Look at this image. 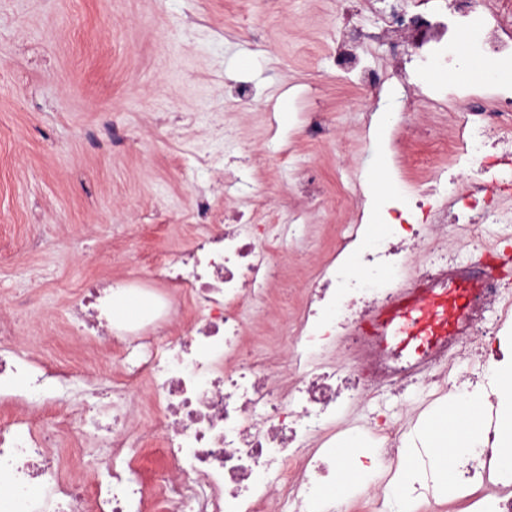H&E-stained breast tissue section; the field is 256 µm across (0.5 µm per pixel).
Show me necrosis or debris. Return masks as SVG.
<instances>
[{
  "label": "necrosis or debris",
  "instance_id": "obj_1",
  "mask_svg": "<svg viewBox=\"0 0 512 512\" xmlns=\"http://www.w3.org/2000/svg\"><path fill=\"white\" fill-rule=\"evenodd\" d=\"M390 0L388 30L405 34L392 45L398 66L419 56L430 69L454 71L472 52L505 68L512 65V0H421L408 10ZM422 111L456 110L458 140L426 138L416 196L394 195L382 217L391 235H368L364 224H345L336 246L317 269L283 334L289 379L280 381L268 359L243 342L240 310L256 299L276 273L265 243L253 234L245 198L213 224L208 201L197 205L198 235L186 254L161 261L155 274L167 290L155 293L138 321L114 320L115 291L136 287L128 279L90 289L81 304L82 335L123 339L124 389L149 378L159 398L161 452L171 466L152 483L134 475L129 437L109 426L108 445L124 457L106 484L62 483L61 465L43 455L47 445H72L74 411L50 414L52 433L24 416L0 423V512H353L345 499L322 502V488L336 484L333 450L338 436L359 431L347 411L382 389L396 392L423 383L439 391L481 388L487 414L479 447L467 454L458 496L440 506L432 483L403 487L397 503L385 498L395 472V449L409 423L389 421L371 429L380 481L361 498L365 512H512V471L498 464V418L508 399L498 377L512 371V282L497 266L459 260L454 246L496 253L512 238V203L496 209L482 201L494 187L512 185V92L477 96L457 88L448 98L420 94ZM502 164L492 167L490 152ZM468 202V218L458 205ZM425 213V223L415 217ZM497 224L498 237L482 227ZM406 268L402 287L378 285L387 269ZM456 283L467 286L455 327L445 336L415 332L408 302ZM198 315L184 334L171 324L186 308ZM496 312L487 323V312ZM466 369L453 373L455 362ZM71 372H39L0 349V391L25 386L30 398L57 395Z\"/></svg>",
  "mask_w": 512,
  "mask_h": 512
}]
</instances>
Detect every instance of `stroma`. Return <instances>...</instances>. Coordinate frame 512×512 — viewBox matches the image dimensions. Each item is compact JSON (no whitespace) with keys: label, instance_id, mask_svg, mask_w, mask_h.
I'll return each mask as SVG.
<instances>
[{"label":"stroma","instance_id":"obj_1","mask_svg":"<svg viewBox=\"0 0 512 512\" xmlns=\"http://www.w3.org/2000/svg\"><path fill=\"white\" fill-rule=\"evenodd\" d=\"M344 0H0V310L15 312L19 354L35 368L85 356L69 339L84 281L153 280L160 258L189 246L196 202L222 220L224 186L265 201L259 224L299 218L295 241H277L283 279L242 318L268 357L271 327L291 313L318 260L350 223L355 190L370 192L377 167L375 114L384 102L409 112L422 84L416 64L381 92L331 68L336 34L379 28L381 12L346 14ZM323 113L330 140L301 135ZM313 173L324 192L295 189ZM106 371L67 395L70 407L111 405L139 429L157 416L149 389L122 390L123 361L109 346ZM425 387L383 391L355 403L361 423L414 413L406 448L426 440ZM83 461L64 478L106 480L118 460L93 423L77 434Z\"/></svg>","mask_w":512,"mask_h":512}]
</instances>
